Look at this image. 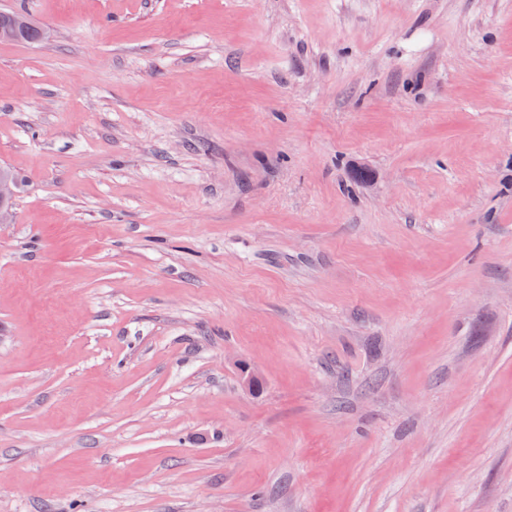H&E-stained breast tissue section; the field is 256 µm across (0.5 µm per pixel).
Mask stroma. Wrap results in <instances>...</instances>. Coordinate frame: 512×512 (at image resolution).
I'll list each match as a JSON object with an SVG mask.
<instances>
[{"instance_id":"35a3bbf8","label":"stroma","mask_w":512,"mask_h":512,"mask_svg":"<svg viewBox=\"0 0 512 512\" xmlns=\"http://www.w3.org/2000/svg\"><path fill=\"white\" fill-rule=\"evenodd\" d=\"M1 8L0 512H512V0ZM15 24L20 34L18 39L1 40L0 41H15V42H26L35 43L42 42V30L44 40H50L52 38V32L48 28L40 27L31 22L26 16L17 13L0 12V28L7 25Z\"/></svg>"}]
</instances>
